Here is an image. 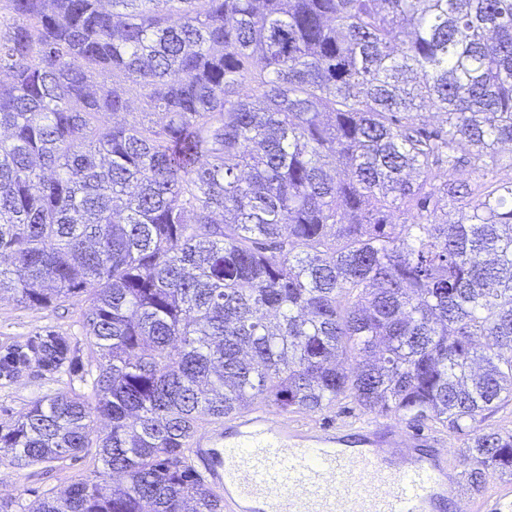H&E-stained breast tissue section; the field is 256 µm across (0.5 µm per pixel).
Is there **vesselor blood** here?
I'll list each match as a JSON object with an SVG mask.
<instances>
[{
    "label": "vessel or blood",
    "instance_id": "b4317fda",
    "mask_svg": "<svg viewBox=\"0 0 512 512\" xmlns=\"http://www.w3.org/2000/svg\"><path fill=\"white\" fill-rule=\"evenodd\" d=\"M224 512H440L456 503L445 452L394 426L314 428L263 406L225 417L195 443Z\"/></svg>",
    "mask_w": 512,
    "mask_h": 512
}]
</instances>
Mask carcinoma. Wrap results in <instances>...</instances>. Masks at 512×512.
<instances>
[{"instance_id":"carcinoma-1","label":"carcinoma","mask_w":512,"mask_h":512,"mask_svg":"<svg viewBox=\"0 0 512 512\" xmlns=\"http://www.w3.org/2000/svg\"><path fill=\"white\" fill-rule=\"evenodd\" d=\"M115 70L143 107L108 126ZM504 145L512 0H0V296L92 292L98 359L95 406L0 428L26 465L98 449L29 512H224L185 454L200 424L350 397L463 436L473 488L512 477L487 424L512 403Z\"/></svg>"}]
</instances>
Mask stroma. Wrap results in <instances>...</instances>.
I'll list each match as a JSON object with an SVG mask.
<instances>
[{
	"instance_id": "obj_1",
	"label": "stroma",
	"mask_w": 512,
	"mask_h": 512,
	"mask_svg": "<svg viewBox=\"0 0 512 512\" xmlns=\"http://www.w3.org/2000/svg\"><path fill=\"white\" fill-rule=\"evenodd\" d=\"M90 306L87 296L71 298L62 307L31 308L5 297L0 299V359L29 353L40 334L53 331L65 336L72 360L56 370L31 363L0 374V427L14 424L34 402L60 393L93 397L97 361L83 327ZM96 449L79 457L49 460L34 466L0 462V512H28L40 498L58 493L91 475Z\"/></svg>"
}]
</instances>
